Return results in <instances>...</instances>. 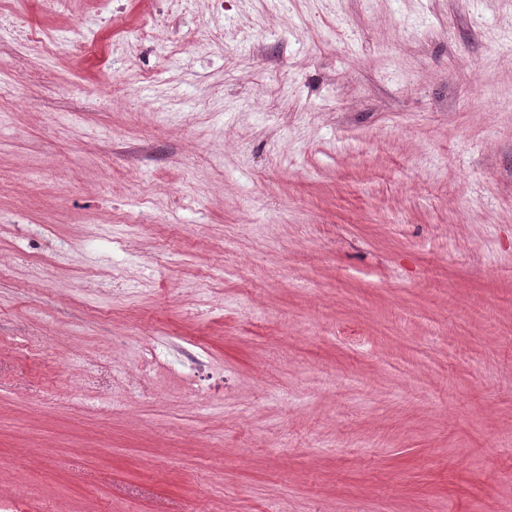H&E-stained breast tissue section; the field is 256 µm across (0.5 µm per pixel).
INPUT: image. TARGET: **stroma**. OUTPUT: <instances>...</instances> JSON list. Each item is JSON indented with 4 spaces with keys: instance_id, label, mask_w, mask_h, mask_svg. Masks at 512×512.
Here are the masks:
<instances>
[{
    "instance_id": "35a3bbf8",
    "label": "stroma",
    "mask_w": 512,
    "mask_h": 512,
    "mask_svg": "<svg viewBox=\"0 0 512 512\" xmlns=\"http://www.w3.org/2000/svg\"><path fill=\"white\" fill-rule=\"evenodd\" d=\"M172 336L223 381L123 386ZM20 493L512 512V0H17L0 512Z\"/></svg>"
}]
</instances>
